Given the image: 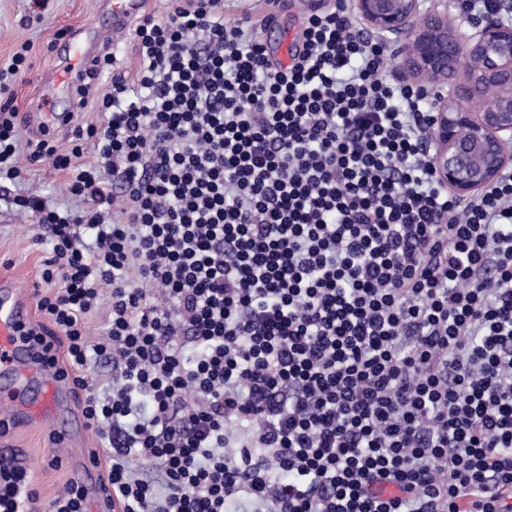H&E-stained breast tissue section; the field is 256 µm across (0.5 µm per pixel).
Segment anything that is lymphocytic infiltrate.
Here are the masks:
<instances>
[{"instance_id":"1","label":"lymphocytic infiltrate","mask_w":512,"mask_h":512,"mask_svg":"<svg viewBox=\"0 0 512 512\" xmlns=\"http://www.w3.org/2000/svg\"><path fill=\"white\" fill-rule=\"evenodd\" d=\"M100 125L58 152L77 212L12 198L52 246L38 307L74 368L119 512H512V177L460 203L425 152L429 97L385 74L345 0L273 62L224 0L134 30ZM108 293L107 332L87 317ZM0 512L41 501L0 467Z\"/></svg>"}]
</instances>
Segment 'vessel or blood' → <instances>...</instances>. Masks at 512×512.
<instances>
[{
  "instance_id": "obj_1",
  "label": "vessel or blood",
  "mask_w": 512,
  "mask_h": 512,
  "mask_svg": "<svg viewBox=\"0 0 512 512\" xmlns=\"http://www.w3.org/2000/svg\"><path fill=\"white\" fill-rule=\"evenodd\" d=\"M150 0H106L113 43H122L131 30L147 17ZM65 55L45 72V87L73 90L80 82L86 63L95 54L92 38L80 29L66 33ZM31 300L26 291L9 278L0 280V408L8 410L13 424L23 426L51 422L57 437L70 441L75 430L84 428L81 414L63 420L60 407L74 389L72 381L61 377L51 366L50 354L31 344L26 330L32 322ZM77 480L86 491L92 512H112L105 491L102 464L92 449L77 452Z\"/></svg>"
}]
</instances>
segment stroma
<instances>
[{
  "label": "stroma",
  "mask_w": 512,
  "mask_h": 512,
  "mask_svg": "<svg viewBox=\"0 0 512 512\" xmlns=\"http://www.w3.org/2000/svg\"><path fill=\"white\" fill-rule=\"evenodd\" d=\"M278 2L276 11L272 12L266 0H224V18L228 21L250 19L257 37L274 49L294 23L291 0ZM33 10L32 0H0V67L8 66L13 54L21 49L25 50L30 66L25 78L0 93V105L11 103L21 113L40 109L45 101L58 107L63 104L53 91L38 90L35 84L41 71L54 62L49 48L58 35L70 27L82 28L90 34L107 27L99 0H47L38 19L34 18ZM16 133L20 175L14 179L0 178V277L12 278L31 290L42 282L43 264L50 256L51 246L39 239L34 215H24L7 207L4 198L32 195L60 210L78 208L80 202L69 191L73 171L58 169L50 156L30 159L28 144L40 139V132L20 121L16 124ZM3 445L19 449L23 466L32 475L33 485L42 500H51L76 477L68 463L73 454L71 445L55 442L47 424L11 429L0 436V446ZM55 455L60 462L54 466L50 460Z\"/></svg>",
  "instance_id": "35a3bbf8"
}]
</instances>
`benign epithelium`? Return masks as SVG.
I'll list each match as a JSON object with an SVG mask.
<instances>
[{
    "label": "benign epithelium",
    "instance_id": "7a95c632",
    "mask_svg": "<svg viewBox=\"0 0 512 512\" xmlns=\"http://www.w3.org/2000/svg\"><path fill=\"white\" fill-rule=\"evenodd\" d=\"M364 27L393 47L397 71L415 83L444 85L431 100L428 161L439 182L468 199L512 171V25L501 12L461 16L468 31L448 26V0H351Z\"/></svg>",
    "mask_w": 512,
    "mask_h": 512
}]
</instances>
